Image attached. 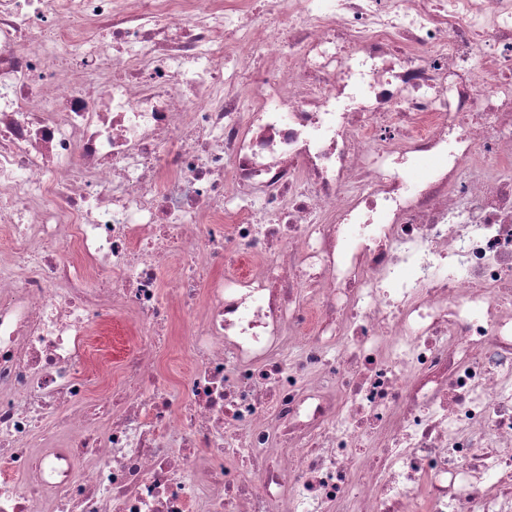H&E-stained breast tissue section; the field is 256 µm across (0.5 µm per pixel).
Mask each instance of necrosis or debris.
Masks as SVG:
<instances>
[{
    "label": "necrosis or debris",
    "instance_id": "4bbe7bcc",
    "mask_svg": "<svg viewBox=\"0 0 512 512\" xmlns=\"http://www.w3.org/2000/svg\"><path fill=\"white\" fill-rule=\"evenodd\" d=\"M0 512H512V0H0Z\"/></svg>",
    "mask_w": 512,
    "mask_h": 512
}]
</instances>
